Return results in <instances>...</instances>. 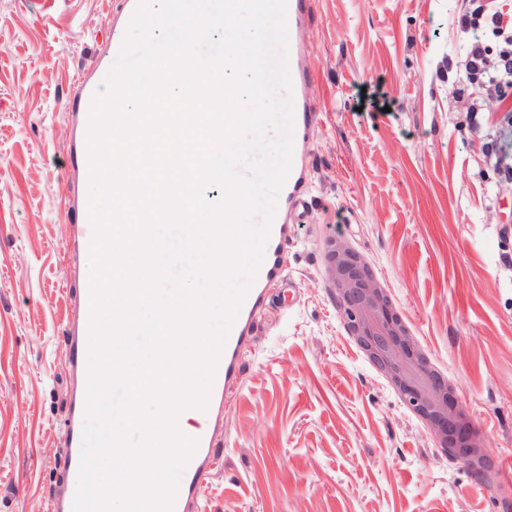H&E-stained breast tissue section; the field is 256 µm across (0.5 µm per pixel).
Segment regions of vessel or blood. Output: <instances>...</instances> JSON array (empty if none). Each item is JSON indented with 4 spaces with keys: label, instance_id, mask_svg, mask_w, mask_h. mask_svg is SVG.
Masks as SVG:
<instances>
[{
    "label": "vessel or blood",
    "instance_id": "obj_1",
    "mask_svg": "<svg viewBox=\"0 0 512 512\" xmlns=\"http://www.w3.org/2000/svg\"><path fill=\"white\" fill-rule=\"evenodd\" d=\"M309 12L310 0H288V44L292 48L288 56L293 107L291 170L281 191L282 202L277 206L270 226L263 262L229 329L217 361L208 405L197 412L204 425L191 434L196 449L179 472L172 512H201V488L209 480L215 465L217 439L224 431V411L243 382V359L252 342L256 320L274 288L288 279L285 251L295 226L311 219L306 191L308 148L321 114L315 109L318 88L314 81L312 54L304 48ZM121 47V38L112 37L107 57L93 75L76 77L71 84L70 103L74 108L72 118L77 129L74 154L79 159L77 173L85 179L90 176L88 132L92 100L115 65ZM59 205L66 213L72 208H79L81 216L77 233L65 251L67 258L89 252L94 228L88 201H74L70 189L66 188L59 194ZM70 297L73 312L63 325L68 348L64 368L71 380L70 408L47 451L49 463L60 472V479L48 497L47 512H74L81 437L86 419L91 289L86 286L72 291Z\"/></svg>",
    "mask_w": 512,
    "mask_h": 512
}]
</instances>
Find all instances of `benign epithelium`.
I'll return each mask as SVG.
<instances>
[{
	"mask_svg": "<svg viewBox=\"0 0 512 512\" xmlns=\"http://www.w3.org/2000/svg\"><path fill=\"white\" fill-rule=\"evenodd\" d=\"M325 283L358 348L408 401L439 447L474 470L487 459L484 439L459 401L455 385L416 345L387 288L365 257L342 237L324 243Z\"/></svg>",
	"mask_w": 512,
	"mask_h": 512,
	"instance_id": "obj_1",
	"label": "benign epithelium"
}]
</instances>
